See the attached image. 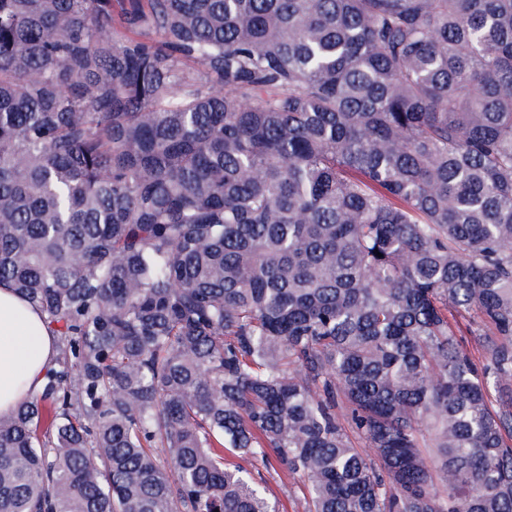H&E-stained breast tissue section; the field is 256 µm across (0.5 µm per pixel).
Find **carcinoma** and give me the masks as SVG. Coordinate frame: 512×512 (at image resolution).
Wrapping results in <instances>:
<instances>
[{"mask_svg":"<svg viewBox=\"0 0 512 512\" xmlns=\"http://www.w3.org/2000/svg\"><path fill=\"white\" fill-rule=\"evenodd\" d=\"M0 282V512H512V0H0ZM55 355L54 338L40 314L0 284V417L40 388ZM270 461L272 466L265 468L261 463H247L242 462L248 469H252L255 474L259 471L260 476L267 481V486L270 492L277 497L285 506V512H296L295 501L302 498L303 488L298 482V479L290 475L288 471L280 466L276 461L273 454H270Z\"/></svg>","mask_w":512,"mask_h":512,"instance_id":"1","label":"carcinoma"}]
</instances>
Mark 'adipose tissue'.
Masks as SVG:
<instances>
[{"mask_svg":"<svg viewBox=\"0 0 512 512\" xmlns=\"http://www.w3.org/2000/svg\"><path fill=\"white\" fill-rule=\"evenodd\" d=\"M55 355L54 338L40 314L0 284V417L40 388Z\"/></svg>","mask_w":512,"mask_h":512,"instance_id":"obj_1","label":"adipose tissue"}]
</instances>
